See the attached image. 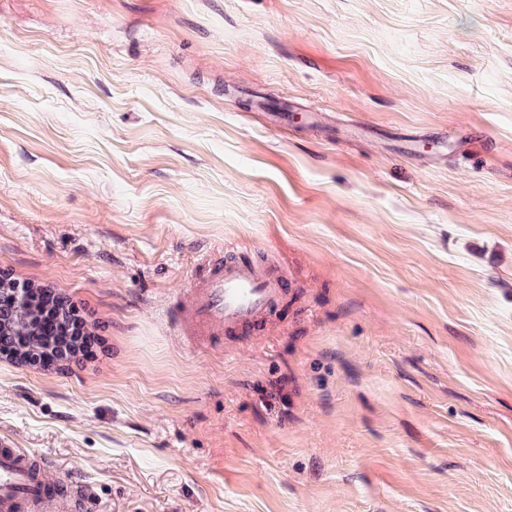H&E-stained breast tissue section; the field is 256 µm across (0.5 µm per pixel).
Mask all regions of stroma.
<instances>
[{
  "label": "stroma",
  "instance_id": "35a3bbf8",
  "mask_svg": "<svg viewBox=\"0 0 512 512\" xmlns=\"http://www.w3.org/2000/svg\"><path fill=\"white\" fill-rule=\"evenodd\" d=\"M232 244L277 309L174 332ZM0 272L102 340L0 359L88 512H512V0H0Z\"/></svg>",
  "mask_w": 512,
  "mask_h": 512
}]
</instances>
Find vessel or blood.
Masks as SVG:
<instances>
[{
    "instance_id": "obj_1",
    "label": "vessel or blood",
    "mask_w": 512,
    "mask_h": 512,
    "mask_svg": "<svg viewBox=\"0 0 512 512\" xmlns=\"http://www.w3.org/2000/svg\"><path fill=\"white\" fill-rule=\"evenodd\" d=\"M281 271L264 270L242 260L237 248L226 250L223 262L200 264L191 281L188 303L174 305L168 320L194 332L228 330L254 324L272 315L283 292ZM51 458L12 441L0 440V512H44L59 503L60 512H84L86 486L77 477L51 479Z\"/></svg>"
}]
</instances>
